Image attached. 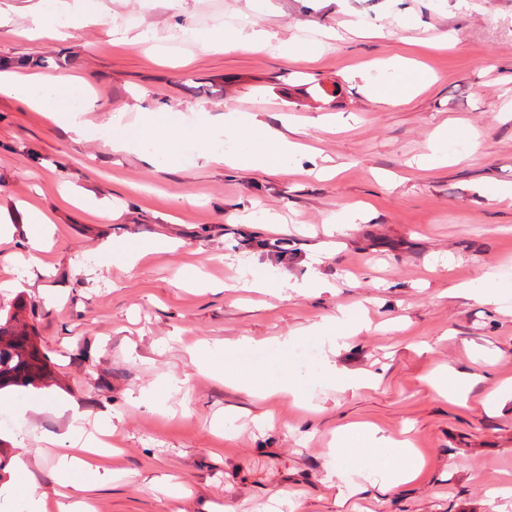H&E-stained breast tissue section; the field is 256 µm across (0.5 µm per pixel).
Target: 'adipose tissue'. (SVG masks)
I'll return each instance as SVG.
<instances>
[{"label":"adipose tissue","instance_id":"1","mask_svg":"<svg viewBox=\"0 0 512 512\" xmlns=\"http://www.w3.org/2000/svg\"><path fill=\"white\" fill-rule=\"evenodd\" d=\"M69 12L85 24L95 22L98 16L88 0H75L68 10L60 5L59 0H50L49 4L38 6L32 12V34L51 40L59 38L64 28L61 18ZM78 90V85L67 79L0 76V91L47 111L57 124L83 137L88 133V126L82 118L81 108L74 104ZM190 132L205 147L215 141L220 133L251 141L254 150L247 159L256 167L272 171L296 149L295 143L279 130L254 125L247 117L230 113L224 116L223 129L206 124L194 127ZM241 347L242 343L238 340L215 343L191 350L190 358L199 372L223 376L239 391L250 394L268 388L282 393L292 392L289 378L259 374L236 363L233 355ZM87 426L86 413L73 411L69 431L70 450L58 457L55 467L57 483L70 487L75 496L87 491L100 477V463L108 445L107 440L89 432ZM336 451L342 457L368 453L374 471L400 483L412 481L420 468L416 451L408 441L380 435L376 429L365 424L352 423L340 427L336 435Z\"/></svg>","mask_w":512,"mask_h":512}]
</instances>
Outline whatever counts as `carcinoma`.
<instances>
[{
  "label": "carcinoma",
  "mask_w": 512,
  "mask_h": 512,
  "mask_svg": "<svg viewBox=\"0 0 512 512\" xmlns=\"http://www.w3.org/2000/svg\"><path fill=\"white\" fill-rule=\"evenodd\" d=\"M48 375L45 356L18 313L0 317V389L36 386Z\"/></svg>",
  "instance_id": "cac0c4a2"
}]
</instances>
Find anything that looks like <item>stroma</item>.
<instances>
[{"label": "stroma", "instance_id": "obj_1", "mask_svg": "<svg viewBox=\"0 0 512 512\" xmlns=\"http://www.w3.org/2000/svg\"><path fill=\"white\" fill-rule=\"evenodd\" d=\"M37 2L0 0V60L81 79L91 133L0 93V225L14 229L0 244V313L25 306L54 376L0 390L12 419L0 512L19 503L4 486L21 448L29 481L54 492L71 405L116 427L93 512H512V399H493L512 386V0H98L97 24L56 41L24 34ZM229 30L272 46L202 47ZM396 55L431 79L408 102L378 103L369 86L396 79ZM146 111L187 127L229 112L292 120L302 149L279 175L202 157L189 136L152 163L114 150L112 118ZM433 145L447 163L419 169ZM326 163L339 173L315 177ZM79 190L109 210L73 205ZM30 202L55 227L35 276L23 267ZM356 203L369 220L328 236ZM165 237L178 248L135 270L100 263L104 244ZM243 266L274 282L315 270L332 288L274 298L238 287ZM490 267L506 307L478 297ZM195 276L222 286L188 287ZM341 309L368 324L336 351L318 345L331 378L292 353ZM244 337L265 344L254 370L282 364L297 396L240 392L189 359ZM443 369L462 378L458 395L432 390ZM358 372L373 384L350 388ZM350 422L411 439L415 479L335 457Z\"/></svg>", "mask_w": 512, "mask_h": 512}]
</instances>
